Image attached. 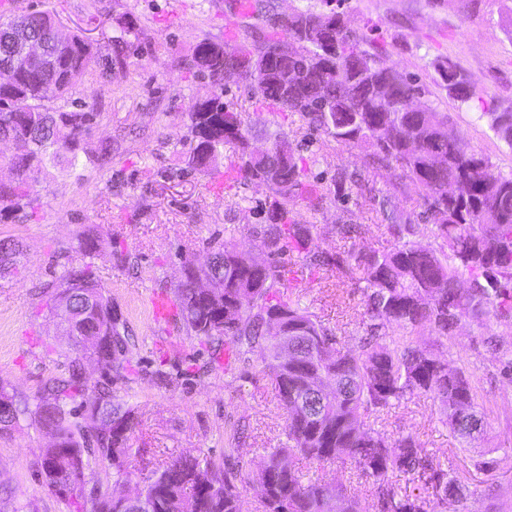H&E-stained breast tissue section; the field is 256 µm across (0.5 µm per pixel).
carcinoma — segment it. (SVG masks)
<instances>
[{"instance_id":"1","label":"carcinoma","mask_w":512,"mask_h":512,"mask_svg":"<svg viewBox=\"0 0 512 512\" xmlns=\"http://www.w3.org/2000/svg\"><path fill=\"white\" fill-rule=\"evenodd\" d=\"M29 20L33 37L57 41L58 22L50 13L34 11ZM297 22L307 27L306 36L293 25L272 23V35H254L249 43L203 41L195 47L193 68L209 79L211 90L189 112L191 138L180 141L188 146L184 161L192 170L209 171L224 144L235 143L240 158L230 166L231 181L267 184L270 201L257 237L268 255L285 260L247 263L233 246L219 244L208 270L219 287H194L197 272L186 264L187 274L173 290L175 316L186 332L206 343L257 354L262 372L275 383L288 416L287 442L271 449L253 471L262 512H360L343 482L306 480L296 464L322 466L343 457L373 479L381 512L445 508L462 496L457 479L434 471L431 502L399 495L389 475L425 471L430 464L412 435L393 438L367 419L422 395L439 403L442 423L463 442L484 433L485 416L477 410L465 371L393 329L429 328L446 339L460 320L512 327V174L495 171L489 158L465 150L459 137L448 135V113L430 105L414 111L413 99L425 94L424 87L386 65L379 52L364 48L367 40L356 31L327 24L312 5L299 9ZM8 26L9 21L0 22V67L12 51ZM284 38L296 43L294 54L267 69V57ZM125 44L122 34L112 38L106 73L124 66ZM97 64L91 44L73 34L58 44L51 60L34 63L11 85L0 86V141L18 144L9 160L15 181L0 184V215L35 209L46 162L63 159L73 173L85 168L80 145L97 113L81 109L72 95L78 79ZM241 67L258 101L299 115L338 143L369 151L379 178L401 170L418 189L420 217L433 242L423 246L410 240L415 225L409 218L389 225L395 240L389 250H317V225L302 223L294 203L317 212L329 194L346 196L351 177L338 166L334 189L311 186L303 158L284 136L271 142L273 154H253L241 113L224 104V70ZM437 72L457 101L471 100L469 81L451 61L439 64ZM480 117L512 148L511 111ZM17 254L16 242L0 240V267L13 263ZM297 262L334 270L362 286L369 341L358 349L344 347L335 330L284 295ZM49 288L50 312H57L61 298L69 304L67 323L80 352L69 360L65 375L45 381L33 410L20 406L0 385V397L9 401L0 411V431L30 414L54 432L40 463L44 484L63 500L90 498L96 512H137L144 506L151 512H248L230 453L221 466L182 452L147 478L135 500L88 485L85 472L106 460L112 464L113 484L131 477L125 461L139 425L137 410L112 388L118 380L129 381L130 338L118 330L112 299L95 280L91 264L64 267ZM87 358L105 364L110 373L90 381ZM78 396L83 397L82 413L75 420L68 405Z\"/></svg>"}]
</instances>
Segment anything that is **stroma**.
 I'll return each mask as SVG.
<instances>
[{
    "mask_svg": "<svg viewBox=\"0 0 512 512\" xmlns=\"http://www.w3.org/2000/svg\"><path fill=\"white\" fill-rule=\"evenodd\" d=\"M20 9L51 11L62 34L83 32L102 59L122 30L135 27L142 35L110 79L87 74L73 90L75 99L99 114L81 142L84 152L96 155L107 141L109 158L88 166L79 179L65 163L48 164L39 176L34 213L0 223V239L15 240L20 249L15 263L0 269V385L31 403L45 380L64 373L75 346L51 314L45 288L65 263H82L78 238L89 236L97 246L95 278L134 342L132 379L116 387L139 413L126 461L131 487H142L145 477L183 450H201L220 463L231 447L246 497L256 503L252 471L266 450L286 440L274 382L253 357L213 362L208 344L174 320H156L148 297L174 288L184 264L203 261L215 242L230 241L250 258L260 255L254 229L268 190L255 183L224 190L218 174L187 171L180 141L188 135L192 105L210 91L190 67L196 45L240 41L266 24L234 13L229 0H21ZM335 10L387 65L425 86L423 103L448 114L449 133L467 150L512 174V148L479 118L488 110L512 109V0H337ZM445 60L468 78L474 91L469 103L458 102L438 81L436 66ZM224 101L241 112L252 148L267 147L270 134L278 132L300 145L321 185H330L336 166L354 174L349 201L331 200L302 214L317 226L321 250L393 247L378 207L363 202L369 189L388 188L397 216L418 212L413 185H401L393 174L375 177L366 151L308 130L298 115L256 103L245 81L226 80ZM348 220L358 224V233L336 238L333 225ZM298 271L294 298L336 329L342 345L358 346L367 330L362 290L329 272L303 265ZM444 352L450 366L473 375L486 419L484 441L461 446L441 423L438 403L423 396L392 406L374 426L394 438L414 436L433 468L459 479L464 498L449 504L448 512H512V378L502 371L512 360V334L496 323H466L445 340ZM158 370L167 373V384L156 382ZM52 441L30 415L0 433V512H93L92 501L66 504L43 484L42 451ZM319 475L350 485L364 512H379L371 479L352 463L325 464Z\"/></svg>",
    "mask_w": 512,
    "mask_h": 512,
    "instance_id": "1",
    "label": "stroma"
}]
</instances>
